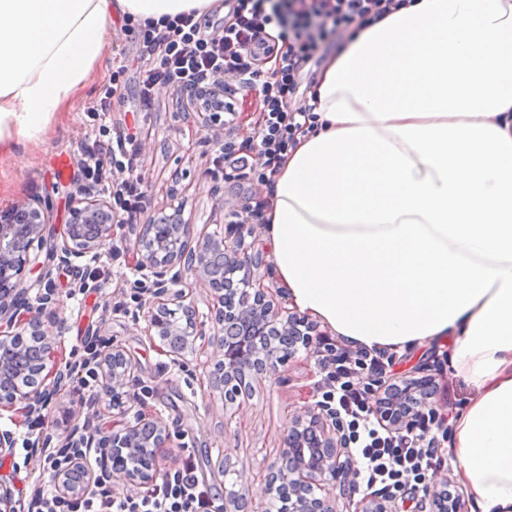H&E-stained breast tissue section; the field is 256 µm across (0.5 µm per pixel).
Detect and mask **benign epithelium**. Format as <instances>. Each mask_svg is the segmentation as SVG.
Wrapping results in <instances>:
<instances>
[{"instance_id":"benign-epithelium-1","label":"benign epithelium","mask_w":512,"mask_h":512,"mask_svg":"<svg viewBox=\"0 0 512 512\" xmlns=\"http://www.w3.org/2000/svg\"><path fill=\"white\" fill-rule=\"evenodd\" d=\"M203 127L211 132L224 128L222 113L200 112ZM50 224L49 210L41 203L23 202L0 209V408L21 405L27 416L40 413L56 398L79 367H93L101 375L97 402L127 413L129 403L137 400L133 387V366L118 346L105 350L91 343L89 357L83 361L61 362L53 359L51 331L40 320L44 298L30 297L32 286L26 275L41 267L39 254L44 228ZM117 225L112 222V206L101 195L75 200L64 223L53 224L60 262L69 266L80 258L96 259L107 241L114 239ZM224 262L229 276L220 282L211 269ZM263 257L245 245L238 225H227L224 236L193 240V225L184 219V209L160 213L142 225L136 241L132 269L138 276V309L146 321L150 336L175 334L183 340L166 350L172 360L198 335L199 310L189 279L203 285L213 296L214 320L218 325L217 345L220 356L208 374L209 385L224 388V397L235 402L246 397L253 378L276 376L295 358L298 347L317 357L334 355L323 333L307 319L285 311L274 301L269 287L261 285ZM275 340L247 345L244 336H262L269 327ZM423 400L413 407L403 404L405 395L392 398L400 412H385L387 402L378 400L380 412L390 428L414 430L420 423L430 427L438 421L429 399L434 393L432 378L414 380ZM171 440L152 415L138 414L134 421L112 434H104L87 420L74 425L65 444L56 453L51 473L52 483L61 501L73 503L83 497L95 482L123 481L129 484L154 483L166 476L160 462V450ZM281 464L268 471L266 490L281 501V512H336L332 500L314 495V487L339 484L346 495L358 491L355 468L343 422L323 402L307 406L289 420L283 438ZM17 439L13 432L0 430V458L14 455ZM99 448L109 458L102 473H95L86 449ZM396 495L365 493L355 503L354 512H394ZM422 502L430 512H464L463 497L448 494V479L436 475L433 485L424 488ZM0 512H20L15 490L0 481ZM224 512H253L249 501L229 491L224 498Z\"/></svg>"}]
</instances>
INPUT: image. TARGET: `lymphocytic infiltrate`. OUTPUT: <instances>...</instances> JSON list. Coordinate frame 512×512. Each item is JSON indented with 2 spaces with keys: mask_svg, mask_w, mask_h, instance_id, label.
Instances as JSON below:
<instances>
[{
  "mask_svg": "<svg viewBox=\"0 0 512 512\" xmlns=\"http://www.w3.org/2000/svg\"><path fill=\"white\" fill-rule=\"evenodd\" d=\"M403 0H224L228 12L211 20L183 13L160 23H147L136 44V94L140 111L155 107V91L167 85L197 92L196 105L208 111L206 94L224 85V112L237 113L239 92L258 91L260 111L251 134L221 149L218 163L224 178L256 177L270 183L285 152L299 135L314 126L311 108L292 107L301 71L325 52L338 48L354 28L375 22ZM88 188L103 190L112 201L117 224L137 223L147 193L135 134L118 133L85 144L77 161ZM382 351L337 348L321 363L332 376L336 410L346 418L357 446L358 482L383 491L426 479L443 464L437 448L422 432H392L378 415L377 399L367 380L386 373ZM193 463L147 490L115 498L107 485L95 487L77 503L62 505L51 489H43L36 512H211V493L199 485Z\"/></svg>",
  "mask_w": 512,
  "mask_h": 512,
  "instance_id": "1",
  "label": "lymphocytic infiltrate"
}]
</instances>
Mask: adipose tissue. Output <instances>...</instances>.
Returning a JSON list of instances; mask_svg holds the SVG:
<instances>
[{"label": "adipose tissue", "mask_w": 512, "mask_h": 512, "mask_svg": "<svg viewBox=\"0 0 512 512\" xmlns=\"http://www.w3.org/2000/svg\"><path fill=\"white\" fill-rule=\"evenodd\" d=\"M220 0H0V153L37 141L113 16ZM265 216L277 283L355 348L450 343L477 396L451 450L475 512H512V0H410L314 86Z\"/></svg>", "instance_id": "1"}]
</instances>
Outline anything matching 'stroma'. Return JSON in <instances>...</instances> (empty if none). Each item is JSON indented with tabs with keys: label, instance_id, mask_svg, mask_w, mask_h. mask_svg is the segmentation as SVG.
<instances>
[{
	"label": "stroma",
	"instance_id": "1",
	"mask_svg": "<svg viewBox=\"0 0 512 512\" xmlns=\"http://www.w3.org/2000/svg\"><path fill=\"white\" fill-rule=\"evenodd\" d=\"M141 25L131 16H116L110 30V53L97 66L99 77L87 85L73 102V110L55 118L41 140L28 144L18 157L0 156V206L21 201L45 204L53 220L65 219L79 187L76 170L58 176V157L76 163L81 146L98 136L100 130L139 128L141 157L148 185L144 217L181 205L195 233L223 235L226 224L241 225L245 242L253 250L268 252L264 223L246 217L248 197L254 183H225L223 172L212 160L218 141L247 136L260 110L257 94L240 96L237 125L233 130L211 136L202 130L186 94L172 87L160 88L154 112L137 117L134 72L113 79L123 56L133 55ZM109 100L110 110L98 114L96 106ZM136 235L124 231L103 248L98 261L107 274L96 290L76 291L73 268L50 259L52 242L41 251L47 263L43 270L54 294L41 319L55 338L56 358L73 360L83 353L86 331H94L100 342L122 348L130 358L135 391L140 400L131 404L129 415L145 411L171 434L164 451L168 471L181 469L193 459L200 483L213 494L214 512H223L224 495L233 490L254 502L258 512H268L271 499L266 493L265 475L280 461L282 437L288 419L300 408L321 401L326 373L317 357L298 351L277 377L253 382L248 400L229 404L223 391L210 388L207 373L219 353L213 335L216 325L206 322L192 351L182 365L172 363L157 337L146 336V323L131 297L135 276L131 270ZM449 344L433 341L397 354L390 375L410 378L416 367H424L436 385L431 399L439 414L451 418L471 402L475 392L448 366ZM41 428H33L16 408L0 409V429L13 431L17 440L35 439L38 432L51 434V448L62 446L76 421L92 417L104 432L120 430L123 418L114 416L107 404L91 405L76 383H68L44 412ZM45 456L27 458L16 449L14 459L0 463L24 498L49 483Z\"/></svg>",
	"mask_w": 512,
	"mask_h": 512
}]
</instances>
